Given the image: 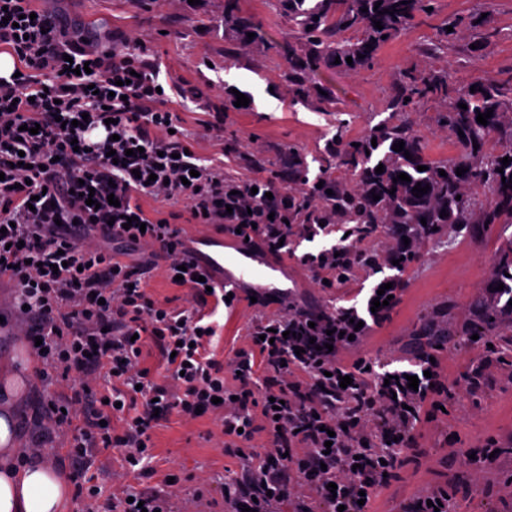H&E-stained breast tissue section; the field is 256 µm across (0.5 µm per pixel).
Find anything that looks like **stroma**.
Segmentation results:
<instances>
[{
    "label": "stroma",
    "mask_w": 512,
    "mask_h": 512,
    "mask_svg": "<svg viewBox=\"0 0 512 512\" xmlns=\"http://www.w3.org/2000/svg\"><path fill=\"white\" fill-rule=\"evenodd\" d=\"M39 6L69 16L91 40L106 42L108 34L134 31L154 52L162 82H175L187 90L174 109L184 128L194 133L202 158L224 154L226 174L242 181L271 179L288 151L302 159L308 178H315L327 143L337 130L346 137L366 132L370 122L388 115L387 105L399 71L417 68H448L462 86L476 81H500L512 73V0H437L436 14L418 20L405 34L385 43L376 65L357 72L322 67L310 74L312 84L331 90L333 102L325 110L294 104L286 96L281 73L294 42L291 25L274 7L275 0H240L264 38L261 53L226 58L231 41L222 16L224 0H168L163 6L150 0H38ZM485 11L500 32L498 38L481 44L482 29L464 30L447 50L431 52L438 25L458 16ZM481 51H473V44ZM246 95L247 108L228 113L224 119V146L204 136L199 124L209 107L224 103L225 88ZM436 103L418 104L408 120L434 159L455 155L452 136L435 122ZM449 242L426 244L402 275L406 283L392 319L373 329L362 348L380 371L414 370L418 354H435L450 380H462L486 352L482 342L461 338L463 327L473 319L472 303L488 288L495 252L503 238L512 236V224L463 228L449 225ZM390 269L363 276L347 288L329 289L315 283L306 267L289 261L288 285L305 292L311 303L335 301L356 307L366 315L367 301L375 286L390 277ZM254 309L246 300L232 308L218 307L214 318L223 330L217 341L219 358L233 357L245 345L247 327ZM438 320L452 337L438 341L425 335L430 320ZM504 362L494 363L481 387L460 388L455 403L438 411L434 422L423 424L417 445L397 479L380 489L373 512H399L401 506L431 487L448 488L457 501V512H512V322L502 321L494 338ZM51 391L36 378H29L16 410L18 438L23 447H40L42 453L68 466L62 441L35 444L32 414ZM497 441L501 455L486 468L481 486L470 483L467 454H481L489 441ZM157 478L174 473L183 484L196 488L200 479L219 475L210 483L204 512H229L222 480L242 472L245 459L228 454L220 445L219 432L207 416L186 421L179 415L158 427L154 434Z\"/></svg>",
    "instance_id": "obj_1"
}]
</instances>
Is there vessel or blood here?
Returning <instances> with one entry per match:
<instances>
[{"label": "vessel or blood", "mask_w": 512, "mask_h": 512, "mask_svg": "<svg viewBox=\"0 0 512 512\" xmlns=\"http://www.w3.org/2000/svg\"><path fill=\"white\" fill-rule=\"evenodd\" d=\"M217 288H261L273 290V282L283 274L285 263L262 254L253 243L230 235L226 240L197 239L190 256Z\"/></svg>", "instance_id": "vessel-or-blood-1"}]
</instances>
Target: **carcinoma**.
Segmentation results:
<instances>
[{
	"label": "carcinoma",
	"mask_w": 512,
	"mask_h": 512,
	"mask_svg": "<svg viewBox=\"0 0 512 512\" xmlns=\"http://www.w3.org/2000/svg\"><path fill=\"white\" fill-rule=\"evenodd\" d=\"M379 10H374L376 2ZM434 0H276L279 13L292 24L295 45L290 49L284 81L288 84L291 101L322 107L331 101L329 89H318L308 79L316 67L333 66L345 71H358L372 66L385 41L404 33L415 20L433 6ZM387 10L381 15L379 11ZM394 14H389V11ZM383 28H375V22ZM452 32L441 28L432 51L438 52L456 39L464 28L489 26V18L480 15L461 16L449 22ZM224 28L231 33L233 47L228 54L246 55L259 46V30L252 16L243 12L240 0H224ZM253 33L255 37L248 38ZM352 58L347 63L346 58ZM397 92L390 107L392 115L370 126L356 138L344 136L337 130L335 148L327 149L320 165V173L312 182L300 171L295 154L288 153V161L280 170L284 181L297 183L303 196L288 198V213L308 216L333 224L382 225L399 236L421 235L436 241L442 239L443 229L450 224H511L512 223V163L505 166L501 160L512 158V78L497 82H476V88L459 86L448 69L433 71H405L396 80ZM439 103L436 122L448 130L457 145L454 156L436 160L427 156L420 138L400 116L414 110L421 99ZM467 109L459 108V104ZM493 110V115L482 125L478 114ZM464 136H459V133ZM498 137L501 146L496 152L485 149L488 138ZM376 144H371V140ZM404 142V150L396 152L393 144ZM479 148H474L473 144ZM411 158H406L404 151ZM384 172L375 173L378 165ZM426 170L419 171L417 166ZM342 167L349 180L340 182L332 169ZM464 168L462 175L456 169ZM503 172H498V169ZM445 175H440V171ZM405 173L410 181H393ZM323 187H317L318 183ZM430 186L427 193L416 197V185ZM333 190L328 195L326 190ZM380 199L373 200L372 194ZM336 200V215L319 212V207ZM445 216H440L441 211ZM426 224H421V219ZM504 284L499 290L497 286ZM512 238L502 241L497 249L493 276L485 293L476 298L475 321L463 332L465 336L494 335L499 322L512 320Z\"/></svg>",
	"instance_id": "carcinoma-1"
}]
</instances>
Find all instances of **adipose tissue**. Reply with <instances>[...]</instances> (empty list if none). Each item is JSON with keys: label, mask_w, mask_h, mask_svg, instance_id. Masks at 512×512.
I'll list each match as a JSON object with an SVG mask.
<instances>
[{"label": "adipose tissue", "mask_w": 512, "mask_h": 512, "mask_svg": "<svg viewBox=\"0 0 512 512\" xmlns=\"http://www.w3.org/2000/svg\"><path fill=\"white\" fill-rule=\"evenodd\" d=\"M0 512H73L68 474L56 460L20 447L6 409L0 411Z\"/></svg>", "instance_id": "obj_1"}]
</instances>
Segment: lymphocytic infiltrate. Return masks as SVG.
Segmentation results:
<instances>
[{
	"instance_id": "lymphocytic-infiltrate-1",
	"label": "lymphocytic infiltrate",
	"mask_w": 512,
	"mask_h": 512,
	"mask_svg": "<svg viewBox=\"0 0 512 512\" xmlns=\"http://www.w3.org/2000/svg\"><path fill=\"white\" fill-rule=\"evenodd\" d=\"M72 28L36 0H0V49L15 69L0 75V280L15 290L37 378L56 390L34 440L66 436L78 512H182L181 482L125 486L155 475L153 436L174 411L211 416L230 454L266 433L264 453L224 485L233 512H370L360 497L388 485L421 421L453 396L439 363L423 360L413 390L360 354L372 327L391 320L401 286L359 329L353 308L311 307L292 289L258 296L246 348L218 360L213 315L225 295L196 281L177 221L240 231L276 257L281 238L336 227L288 223L287 187L228 176L220 159L203 164L171 107L178 87L160 90L143 38L119 33L102 51ZM425 243L376 252L362 236L298 262L338 288L376 269V257ZM157 274L188 289L185 305L152 297ZM151 350L164 375L146 365ZM115 449L127 468L112 475L122 491L108 493L97 480Z\"/></svg>"
}]
</instances>
